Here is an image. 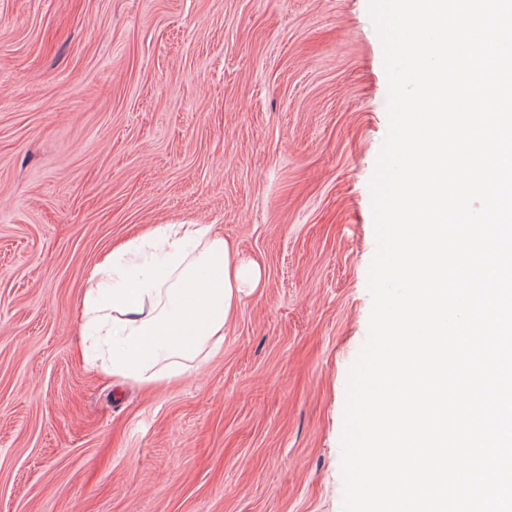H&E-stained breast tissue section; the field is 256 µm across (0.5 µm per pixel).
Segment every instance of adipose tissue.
I'll list each match as a JSON object with an SVG mask.
<instances>
[{
	"label": "adipose tissue",
	"mask_w": 512,
	"mask_h": 512,
	"mask_svg": "<svg viewBox=\"0 0 512 512\" xmlns=\"http://www.w3.org/2000/svg\"><path fill=\"white\" fill-rule=\"evenodd\" d=\"M149 240L165 247L164 270H126L124 256ZM259 266L239 258L210 224H157L113 246L89 271L81 297L82 355L113 381L150 389L185 377L224 343Z\"/></svg>",
	"instance_id": "obj_1"
}]
</instances>
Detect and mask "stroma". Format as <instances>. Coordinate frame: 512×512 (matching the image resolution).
Returning <instances> with one entry per match:
<instances>
[{
  "label": "stroma",
  "mask_w": 512,
  "mask_h": 512,
  "mask_svg": "<svg viewBox=\"0 0 512 512\" xmlns=\"http://www.w3.org/2000/svg\"><path fill=\"white\" fill-rule=\"evenodd\" d=\"M387 99L369 0H0V512H341ZM182 222L262 288L180 381L88 369V270Z\"/></svg>",
  "instance_id": "stroma-1"
}]
</instances>
